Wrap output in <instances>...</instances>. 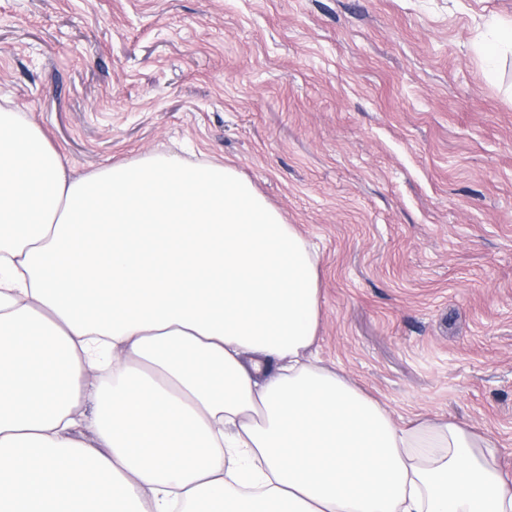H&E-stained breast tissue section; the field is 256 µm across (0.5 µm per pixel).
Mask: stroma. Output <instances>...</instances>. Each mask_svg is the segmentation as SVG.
Returning a JSON list of instances; mask_svg holds the SVG:
<instances>
[{
    "instance_id": "1",
    "label": "stroma",
    "mask_w": 512,
    "mask_h": 512,
    "mask_svg": "<svg viewBox=\"0 0 512 512\" xmlns=\"http://www.w3.org/2000/svg\"><path fill=\"white\" fill-rule=\"evenodd\" d=\"M512 0H0V97L76 177L182 149L318 248L321 364L512 473ZM490 36L486 40L485 52L489 64L496 66L502 50H512V20L493 19L489 22Z\"/></svg>"
}]
</instances>
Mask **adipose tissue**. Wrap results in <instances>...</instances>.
<instances>
[{"label":"adipose tissue","mask_w":512,"mask_h":512,"mask_svg":"<svg viewBox=\"0 0 512 512\" xmlns=\"http://www.w3.org/2000/svg\"><path fill=\"white\" fill-rule=\"evenodd\" d=\"M314 245L235 168L68 176L0 105V512H512L487 435L319 364Z\"/></svg>","instance_id":"adipose-tissue-1"}]
</instances>
